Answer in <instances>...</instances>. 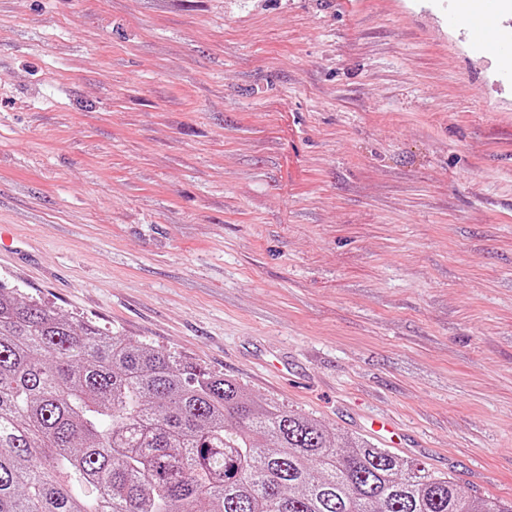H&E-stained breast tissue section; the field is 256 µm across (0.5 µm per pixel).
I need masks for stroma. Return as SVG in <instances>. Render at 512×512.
Masks as SVG:
<instances>
[{
	"instance_id": "obj_1",
	"label": "stroma",
	"mask_w": 512,
	"mask_h": 512,
	"mask_svg": "<svg viewBox=\"0 0 512 512\" xmlns=\"http://www.w3.org/2000/svg\"><path fill=\"white\" fill-rule=\"evenodd\" d=\"M482 0H0V286L512 502V54ZM454 19L464 23L488 52L498 55L511 54L510 45L500 42L493 35L496 18L491 11L477 14L461 12L454 15Z\"/></svg>"
}]
</instances>
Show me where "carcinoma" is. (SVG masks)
Masks as SVG:
<instances>
[{
    "instance_id": "cac0c4a2",
    "label": "carcinoma",
    "mask_w": 512,
    "mask_h": 512,
    "mask_svg": "<svg viewBox=\"0 0 512 512\" xmlns=\"http://www.w3.org/2000/svg\"><path fill=\"white\" fill-rule=\"evenodd\" d=\"M512 512L0 287V512Z\"/></svg>"
}]
</instances>
